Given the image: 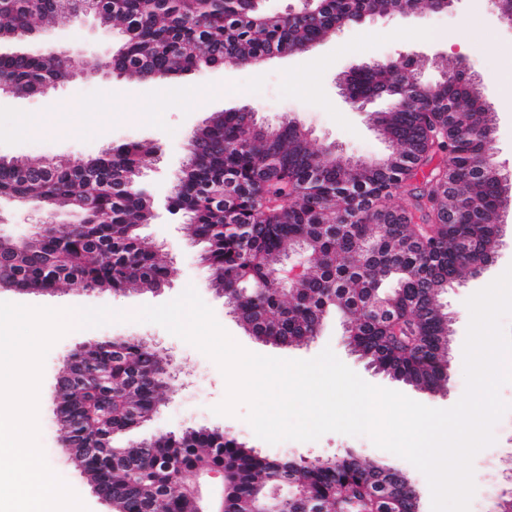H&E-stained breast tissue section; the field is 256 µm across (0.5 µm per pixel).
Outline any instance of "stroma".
I'll return each mask as SVG.
<instances>
[{
    "mask_svg": "<svg viewBox=\"0 0 512 512\" xmlns=\"http://www.w3.org/2000/svg\"><path fill=\"white\" fill-rule=\"evenodd\" d=\"M423 29L429 38L405 39L399 29ZM40 36L20 42V49L55 52L74 60L105 59L119 46V30L106 28L90 14H81L53 26H40ZM412 59L422 83L440 79L444 61L460 63L481 84L486 102L495 114L496 132L489 146L492 161L512 174V104L504 91L512 86V26L504 24L494 9L481 0H454L448 11L415 13L406 17L376 16L345 29L339 35L303 54L279 55L258 67L205 68L164 87L148 81H130L99 71L76 75L58 86L50 97L0 98V157L78 160L98 155L113 141L140 140L155 152L142 167L140 185L152 200L153 218L140 225L139 235L148 246L168 253L174 274L157 291L130 290L115 295L64 285L52 294H21L0 289V301L31 307L74 309L108 307L127 313L124 321L99 327L72 329L46 355L38 403L39 443L46 460L82 499L89 512H110L94 496L86 479L59 448L60 435L53 422L51 399L56 378L67 356L105 338H126L152 343L162 360L172 361L176 377L165 392L152 419L128 433L135 441L161 433L179 434L190 428L219 429L247 446L275 458L302 460L352 452L371 462L402 467L420 493L421 512H431V494L425 476L409 461L377 448L368 436L336 432L308 442L285 440L269 444L258 438L247 421L249 407L239 404L234 414L218 415L214 408L226 397L227 383L218 365L193 345L164 327L133 320L145 306L167 303L187 287H194L219 324L247 351L283 359H311L324 349L334 354L369 384L399 391L433 408L452 407L465 390L463 345L470 320L467 299L489 285L512 265V237L503 244L492 265L459 286L443 293L439 302L452 317L450 380L437 393L374 373L350 352L344 342L346 321L330 314L312 341L292 347L274 346L249 335L231 314L222 295L209 286L210 269L202 263L203 245L193 235L186 217L172 214L168 198L186 163L187 143L193 130L213 114L242 107L253 108L269 125L290 119L311 134L313 148L331 144L345 157L375 159L389 152L376 134L371 113L387 110L382 99L355 109L340 94V73L377 61ZM31 125L27 136L12 132L17 116ZM495 442L473 460L475 494L470 512H490L508 485L504 472L512 467V411L494 426Z\"/></svg>",
    "mask_w": 512,
    "mask_h": 512,
    "instance_id": "1",
    "label": "stroma"
}]
</instances>
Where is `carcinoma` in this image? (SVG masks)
Wrapping results in <instances>:
<instances>
[{"instance_id": "carcinoma-1", "label": "carcinoma", "mask_w": 512, "mask_h": 512, "mask_svg": "<svg viewBox=\"0 0 512 512\" xmlns=\"http://www.w3.org/2000/svg\"><path fill=\"white\" fill-rule=\"evenodd\" d=\"M447 7L448 0H319L310 11L270 15L257 0H0V44L34 37L36 19L58 23L79 12L123 36L103 62L0 54V84L25 96L99 69L129 80H169L205 66H249L304 52L371 16ZM385 86L393 106L378 117L392 147L384 160L345 159L333 145L315 149L290 120L259 136L254 112H221L192 133L171 205L205 244L211 286L224 292L247 333L298 345L334 311L354 325L348 345L373 370L434 392L448 382V315L438 298L497 253L509 178L485 171L495 117L461 66H447L440 82L423 85L409 59L375 62L350 71L346 91L362 106ZM153 152L115 142L78 162L0 158V199L82 215L79 224L21 248L0 238V281L27 289L67 282L115 295L167 282L165 256L137 233L152 218L139 172ZM392 194L399 205L386 203ZM298 251L316 256V271L282 288L276 273ZM384 302L391 311L385 320L373 315ZM65 365L82 377L63 381L58 403L77 449L122 440L171 388L154 349L141 341L102 340L69 354ZM100 365L109 370L105 384L93 376ZM153 448L149 466L136 461L133 448L112 464L79 460L125 512H195L192 499H163L160 489L203 467L224 470V512L284 482L323 501L326 512H379L392 504L417 512L403 469L353 454L334 468L304 465L207 429L161 434Z\"/></svg>"}]
</instances>
